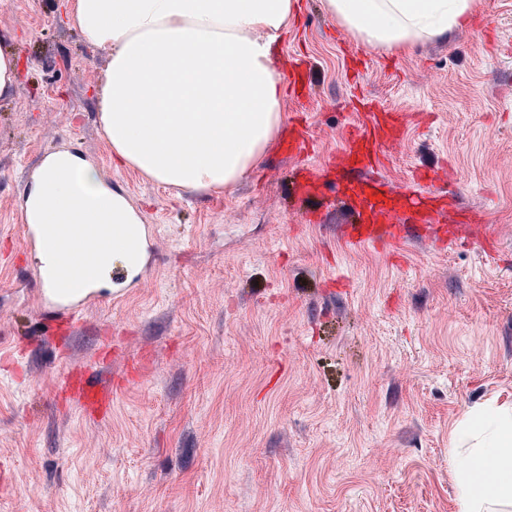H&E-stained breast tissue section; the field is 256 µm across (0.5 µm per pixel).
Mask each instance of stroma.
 I'll use <instances>...</instances> for the list:
<instances>
[{
    "mask_svg": "<svg viewBox=\"0 0 512 512\" xmlns=\"http://www.w3.org/2000/svg\"><path fill=\"white\" fill-rule=\"evenodd\" d=\"M60 0H0L20 61L0 102V512H456L449 458L467 414L512 405V0L404 54L299 0L275 65L281 137L232 194L117 165L97 123L108 61ZM398 119L379 177L454 193L398 251L345 239L339 157L369 106ZM80 150L150 227L131 286L41 333L21 203L42 157ZM115 383L89 419L69 369Z\"/></svg>",
    "mask_w": 512,
    "mask_h": 512,
    "instance_id": "obj_1",
    "label": "stroma"
}]
</instances>
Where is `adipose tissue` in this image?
Masks as SVG:
<instances>
[{
	"mask_svg": "<svg viewBox=\"0 0 512 512\" xmlns=\"http://www.w3.org/2000/svg\"><path fill=\"white\" fill-rule=\"evenodd\" d=\"M355 38L386 53L448 35L477 0H322ZM298 0H65L83 41L109 48L97 120L120 165L162 185L232 192L253 171L284 121L276 53ZM25 223L45 229L85 224L102 241L86 274L110 289L114 263L137 270L111 228L140 223L128 194L83 155L61 148L37 168L21 205ZM453 456L457 512L512 506V408L474 410Z\"/></svg>",
	"mask_w": 512,
	"mask_h": 512,
	"instance_id": "adipose-tissue-1",
	"label": "adipose tissue"
}]
</instances>
